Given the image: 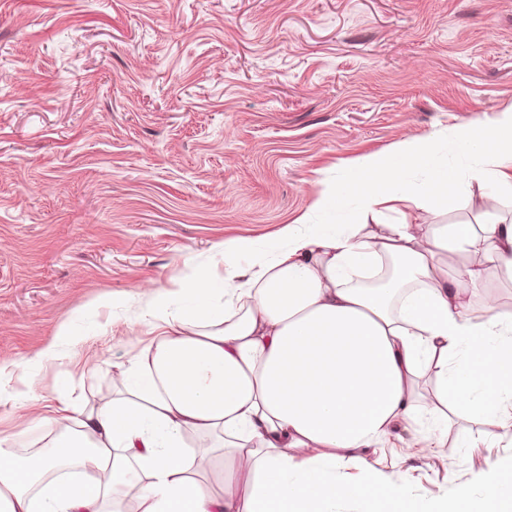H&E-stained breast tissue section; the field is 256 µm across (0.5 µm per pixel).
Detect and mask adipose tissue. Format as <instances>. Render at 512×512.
<instances>
[{"label": "adipose tissue", "mask_w": 512, "mask_h": 512, "mask_svg": "<svg viewBox=\"0 0 512 512\" xmlns=\"http://www.w3.org/2000/svg\"><path fill=\"white\" fill-rule=\"evenodd\" d=\"M453 145L480 158L469 187L436 138L410 141L345 168L313 204L328 223L299 218L270 258L243 268L249 242L225 246L220 280L184 282L187 306L152 290L160 333L122 365L119 395L87 413L55 408L57 434L38 452L0 447V512H120L127 487L140 512H334L345 501L383 512L410 502V487L368 465L349 478L340 465L357 450L422 415L447 434L450 406L512 428V313L488 293L473 314L485 269L445 266L451 254H491L512 280V222L381 219L422 196L466 206L488 185L512 198V109L458 129ZM415 169L417 186L405 179ZM351 206L375 223H331ZM424 373L435 401L421 405ZM190 432L207 445L186 448ZM220 455L250 468L225 472L217 493L205 480ZM72 467L91 482L65 481ZM432 512H512V476L489 473L481 497L461 486Z\"/></svg>", "instance_id": "adipose-tissue-1"}]
</instances>
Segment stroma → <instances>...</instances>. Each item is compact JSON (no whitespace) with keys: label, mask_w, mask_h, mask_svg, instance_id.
<instances>
[{"label":"stroma","mask_w":512,"mask_h":512,"mask_svg":"<svg viewBox=\"0 0 512 512\" xmlns=\"http://www.w3.org/2000/svg\"><path fill=\"white\" fill-rule=\"evenodd\" d=\"M512 108V0H0V437L111 401L147 345L153 286L249 265L342 165ZM486 198L411 224L481 219ZM53 346L40 365L28 355ZM427 421L368 449L419 512L512 467L478 421Z\"/></svg>","instance_id":"obj_1"}]
</instances>
